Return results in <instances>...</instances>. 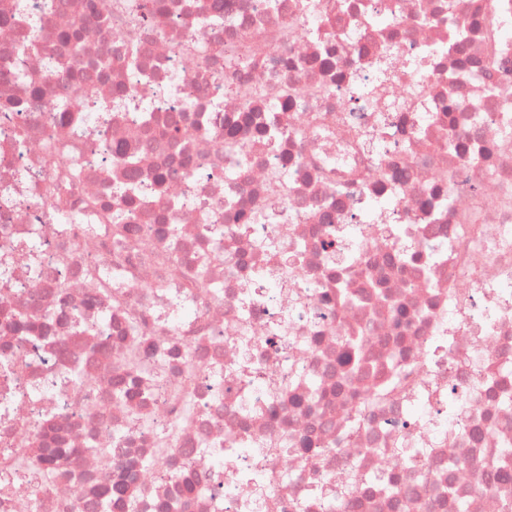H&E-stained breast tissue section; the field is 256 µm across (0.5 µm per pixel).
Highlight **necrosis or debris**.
Here are the masks:
<instances>
[{"instance_id": "obj_1", "label": "necrosis or debris", "mask_w": 512, "mask_h": 512, "mask_svg": "<svg viewBox=\"0 0 512 512\" xmlns=\"http://www.w3.org/2000/svg\"><path fill=\"white\" fill-rule=\"evenodd\" d=\"M44 2L0 0V448L57 475L0 512H512V0Z\"/></svg>"}]
</instances>
